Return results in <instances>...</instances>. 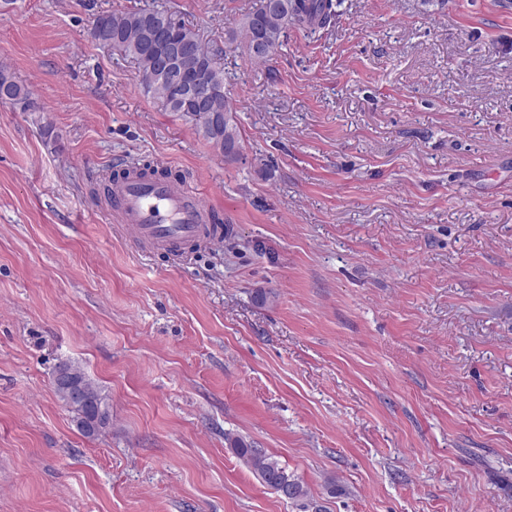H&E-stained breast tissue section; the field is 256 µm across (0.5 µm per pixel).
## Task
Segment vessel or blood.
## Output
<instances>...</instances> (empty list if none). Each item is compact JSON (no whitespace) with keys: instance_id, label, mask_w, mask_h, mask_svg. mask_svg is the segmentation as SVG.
Returning <instances> with one entry per match:
<instances>
[{"instance_id":"obj_1","label":"vessel or blood","mask_w":512,"mask_h":512,"mask_svg":"<svg viewBox=\"0 0 512 512\" xmlns=\"http://www.w3.org/2000/svg\"><path fill=\"white\" fill-rule=\"evenodd\" d=\"M112 195L117 222L139 243L176 253L191 243L218 244L224 235L211 205L177 182L132 171L113 183Z\"/></svg>"}]
</instances>
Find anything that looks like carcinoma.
Masks as SVG:
<instances>
[{
	"label": "carcinoma",
	"instance_id": "1",
	"mask_svg": "<svg viewBox=\"0 0 512 512\" xmlns=\"http://www.w3.org/2000/svg\"><path fill=\"white\" fill-rule=\"evenodd\" d=\"M270 0H260L255 10L239 20V29L228 31L229 39L240 33L244 37V49L251 60L268 63L274 59L288 36V29H313L331 27L336 23V3L334 0H277L279 8H269ZM160 17L166 21L169 37L173 41L188 40L194 44V59L186 66L198 81L208 87L210 95L207 109L217 112L224 118L219 134H214L206 117L195 112L194 106L182 95L156 67V55L160 49L157 43H146L143 33L149 21ZM95 42L100 37L112 41V50L131 58L138 67L144 92L162 101L166 110L178 114L192 122L199 134L212 143L216 136L224 139V145L234 148L227 155L230 160L240 154V138L236 110L225 90L224 69L216 62L218 51L206 46L196 31L166 9L133 10L113 12L102 18V27L94 26L89 32ZM265 42V51L256 53L252 49L254 39ZM30 92L5 68H0V101L28 107ZM238 456L260 478L262 483L278 495L286 494L290 500H299L307 496L303 482L287 472L274 456L262 448L246 443L242 438L225 436Z\"/></svg>",
	"mask_w": 512,
	"mask_h": 512
}]
</instances>
